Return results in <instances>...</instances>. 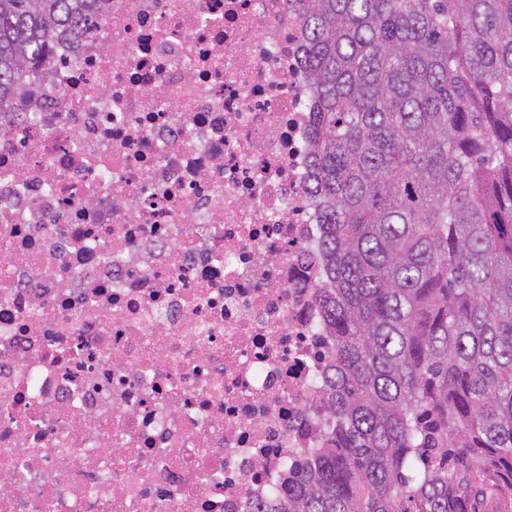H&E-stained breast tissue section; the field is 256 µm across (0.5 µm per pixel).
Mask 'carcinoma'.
I'll return each mask as SVG.
<instances>
[{"mask_svg":"<svg viewBox=\"0 0 512 512\" xmlns=\"http://www.w3.org/2000/svg\"><path fill=\"white\" fill-rule=\"evenodd\" d=\"M92 0H0V112ZM334 425L275 509L512 512V0H298Z\"/></svg>","mask_w":512,"mask_h":512,"instance_id":"obj_1","label":"carcinoma"}]
</instances>
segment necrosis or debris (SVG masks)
Here are the masks:
<instances>
[{"label":"necrosis or debris","mask_w":512,"mask_h":512,"mask_svg":"<svg viewBox=\"0 0 512 512\" xmlns=\"http://www.w3.org/2000/svg\"><path fill=\"white\" fill-rule=\"evenodd\" d=\"M0 113V512H254L325 445L294 0H95Z\"/></svg>","instance_id":"1"}]
</instances>
